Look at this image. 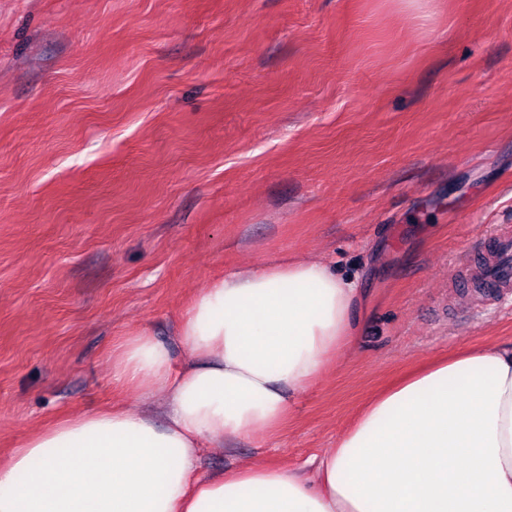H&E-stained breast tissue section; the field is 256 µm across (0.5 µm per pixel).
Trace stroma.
I'll list each match as a JSON object with an SVG mask.
<instances>
[{"label": "stroma", "mask_w": 512, "mask_h": 512, "mask_svg": "<svg viewBox=\"0 0 512 512\" xmlns=\"http://www.w3.org/2000/svg\"><path fill=\"white\" fill-rule=\"evenodd\" d=\"M512 226V0H0V464L124 403L224 270L358 277L354 347L204 472L297 467L402 374L512 344L452 278Z\"/></svg>", "instance_id": "1"}]
</instances>
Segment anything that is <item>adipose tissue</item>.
<instances>
[{
  "label": "adipose tissue",
  "instance_id": "obj_1",
  "mask_svg": "<svg viewBox=\"0 0 512 512\" xmlns=\"http://www.w3.org/2000/svg\"><path fill=\"white\" fill-rule=\"evenodd\" d=\"M365 297L322 262L283 259L214 279L173 342L148 329L112 375L159 403L65 418L0 466V512H512V347L434 359L371 398L312 476L198 471L203 449L275 433L294 396L349 349Z\"/></svg>",
  "mask_w": 512,
  "mask_h": 512
}]
</instances>
